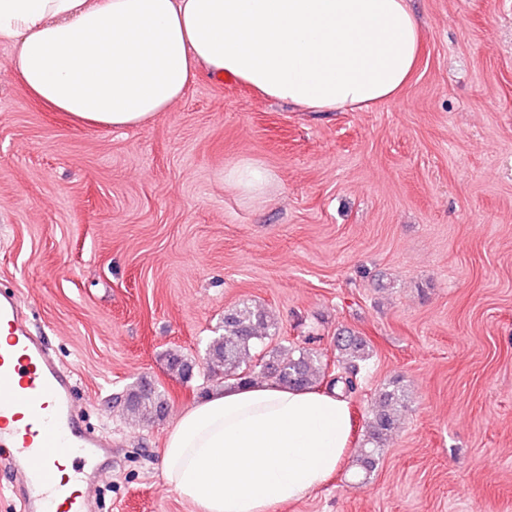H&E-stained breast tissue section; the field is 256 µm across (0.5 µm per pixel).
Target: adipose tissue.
I'll return each instance as SVG.
<instances>
[{
    "mask_svg": "<svg viewBox=\"0 0 512 512\" xmlns=\"http://www.w3.org/2000/svg\"><path fill=\"white\" fill-rule=\"evenodd\" d=\"M22 90L112 128L171 111L201 71L307 112L394 100L423 33L410 0H0V42ZM352 429L342 399L266 382L183 411L161 472L197 512H271L340 464Z\"/></svg>",
    "mask_w": 512,
    "mask_h": 512,
    "instance_id": "obj_1",
    "label": "adipose tissue"
}]
</instances>
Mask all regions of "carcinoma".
I'll use <instances>...</instances> for the list:
<instances>
[{
  "mask_svg": "<svg viewBox=\"0 0 512 512\" xmlns=\"http://www.w3.org/2000/svg\"><path fill=\"white\" fill-rule=\"evenodd\" d=\"M271 318L260 310L243 306L224 312V335L213 337L207 346V370L223 383L247 384L255 374L272 380L288 389H314L326 378L330 386L341 387L344 393L354 389L353 377L366 362L372 349L369 341L352 332L336 336V364L323 362L310 349L297 346H279L262 350ZM169 370L189 381L197 364L175 350L167 354ZM405 391L390 384L379 391L369 406L361 448L353 460V477L361 484L367 482L377 469L381 450L387 438L399 426V408L404 406ZM124 414L146 423H152L166 414V399L158 389L147 393L143 385L128 388L120 398Z\"/></svg>",
  "mask_w": 512,
  "mask_h": 512,
  "instance_id": "1",
  "label": "carcinoma"
}]
</instances>
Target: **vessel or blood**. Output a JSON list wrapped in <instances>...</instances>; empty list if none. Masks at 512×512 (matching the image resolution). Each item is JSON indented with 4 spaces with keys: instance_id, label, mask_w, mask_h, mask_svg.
Returning <instances> with one entry per match:
<instances>
[{
    "instance_id": "vessel-or-blood-1",
    "label": "vessel or blood",
    "mask_w": 512,
    "mask_h": 512,
    "mask_svg": "<svg viewBox=\"0 0 512 512\" xmlns=\"http://www.w3.org/2000/svg\"><path fill=\"white\" fill-rule=\"evenodd\" d=\"M15 411L42 426L36 435L27 423L9 431V453L21 459L40 512H85L92 490L85 468L103 454V444L81 434L67 379L22 330L0 347V423Z\"/></svg>"
}]
</instances>
